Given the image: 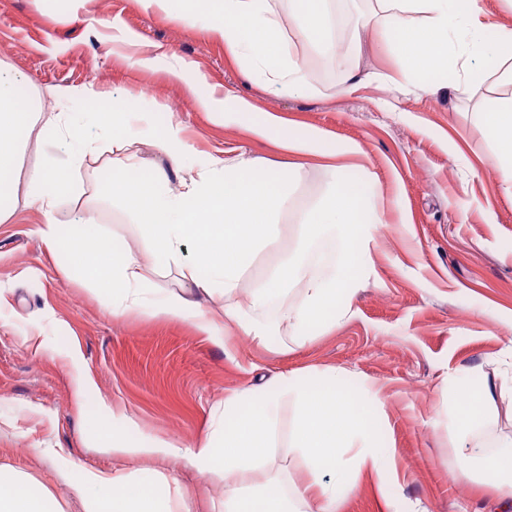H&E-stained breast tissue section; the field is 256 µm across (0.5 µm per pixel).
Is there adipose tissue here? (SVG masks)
<instances>
[{"label": "adipose tissue", "mask_w": 512, "mask_h": 512, "mask_svg": "<svg viewBox=\"0 0 512 512\" xmlns=\"http://www.w3.org/2000/svg\"><path fill=\"white\" fill-rule=\"evenodd\" d=\"M144 7L163 9L170 18L183 19L187 8L197 13L217 12L226 20L220 34L231 54L254 73L263 75L274 91L294 95L307 91V62L294 53L284 34L297 31L340 69L346 90L366 83L352 57L336 53V13L333 0H290L289 21H282L270 0H141ZM377 12L389 35L391 53L400 62L406 83L429 91L424 72L462 67L468 82H477L487 62L501 45H512V26L481 20L478 0H376ZM23 73L0 66V198L10 187L9 175L21 150V132L32 119L30 104L18 89ZM200 106L222 123L247 122L252 135L300 156L332 161V195L299 207L287 175H274L254 160L240 156L233 162L211 159L206 167L187 165L188 146L177 122H169L155 138L170 159L169 168L152 178L137 179L134 157L113 160L109 197L122 204L148 239L149 255L140 257L125 246L88 230L72 231L57 224L53 213L67 185L53 170L37 167L30 182L37 187L35 201L44 215L35 232L48 246L63 250L67 269L105 293L113 316L138 310L153 318L175 317L194 324L215 346L224 344L223 325L205 310L214 293L225 300L224 318L242 335L258 342L288 331L297 343L309 342L350 311V298L365 268L383 210L376 202L372 176L365 166L349 170L339 157L359 153L354 143L328 140L315 128H291L271 112H254L243 97L224 101L205 95ZM492 132L494 162L506 189L512 191V102L483 113ZM103 129L124 130L127 112H61L46 127L50 142L65 146L71 164H79L91 148L83 131L88 121ZM181 188L171 191V175ZM297 212L299 232L309 239L329 238L338 246L337 261L326 274L305 275L283 262L253 288L247 306L235 295L245 271L261 251L282 250L278 220ZM191 245L194 259L183 263L182 248ZM183 265L187 288L167 291L154 287L158 270ZM333 370L282 372L260 386L225 396L213 411L211 432L190 446L164 440H134L128 433L135 420L96 399L87 418L105 439L118 464L112 471L89 469L61 456L83 512H188L187 490L175 476L159 475L146 484L127 472L124 461L155 458L181 459L199 475L224 473V512H340L353 471H367L384 485H396L397 454L381 438L383 428L377 393L354 394L341 386ZM448 422L458 429L455 445L458 474L471 477L485 467L497 477L501 499H512V436L486 441L481 433L489 423L488 388L460 392L449 386ZM293 407L290 452L306 469L309 479L291 486L251 487L234 482L235 474L273 467L277 427L284 407ZM48 494L38 491L25 473L0 466V512H48Z\"/></svg>", "instance_id": "adipose-tissue-1"}]
</instances>
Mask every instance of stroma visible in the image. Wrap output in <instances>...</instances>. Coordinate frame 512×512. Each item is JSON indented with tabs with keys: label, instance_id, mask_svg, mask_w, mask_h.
<instances>
[{
	"label": "stroma",
	"instance_id": "35a3bbf8",
	"mask_svg": "<svg viewBox=\"0 0 512 512\" xmlns=\"http://www.w3.org/2000/svg\"><path fill=\"white\" fill-rule=\"evenodd\" d=\"M222 16L172 20L139 0H0V64L27 78L25 95L39 114L23 136L21 158L0 223V465L29 474L63 512H78L77 496L54 454L65 449L89 466L108 470L112 456L83 423L66 353L82 355L96 389L114 409L137 422L138 434L187 444L204 435L213 407L234 390L261 385L283 371L345 370L351 388L380 395L384 434L397 450L400 485L386 502L376 478L354 480L341 512H512L484 472L457 475L448 431L445 375L468 370L473 382L496 395L489 435L512 433V400L497 390L512 380V193L493 160V140L482 113L512 100V83L499 60L483 80L466 88L452 72L427 75L432 94L396 93L401 67L377 27L361 30L359 66L384 79L347 93L341 80L308 74L309 91L270 92L263 77L245 75L218 30ZM124 32L126 41L115 39ZM153 64L134 66L133 52ZM186 71L175 79L171 58ZM92 87L93 103L60 101V87ZM242 96L256 112H272L289 126L315 127L339 143L358 144L376 182L383 222L351 298V313L305 344L280 336L260 346L244 336L216 347L191 323L138 313L116 318L108 297L64 272L63 256L35 235L42 215L28 180L32 167L57 170L72 186L54 213L77 228L94 218L105 234L146 251L132 215L108 197L100 172L112 168V138L69 168L63 147L48 144L45 123L60 112L136 113L123 152L136 156L137 175L168 167L153 129L177 120L195 166L210 156L239 151L264 165L288 162L281 149L255 141L242 125H223L200 108L199 96ZM333 175L308 160L293 185L299 204L325 196ZM296 216L282 217L281 238L290 258L330 271L329 239L301 241ZM293 408L278 427L276 465L247 474L248 483H287L300 473L287 447ZM140 480L176 473L198 491L190 512H224V479L200 477L182 461L129 462Z\"/></svg>",
	"mask_w": 512,
	"mask_h": 512
}]
</instances>
